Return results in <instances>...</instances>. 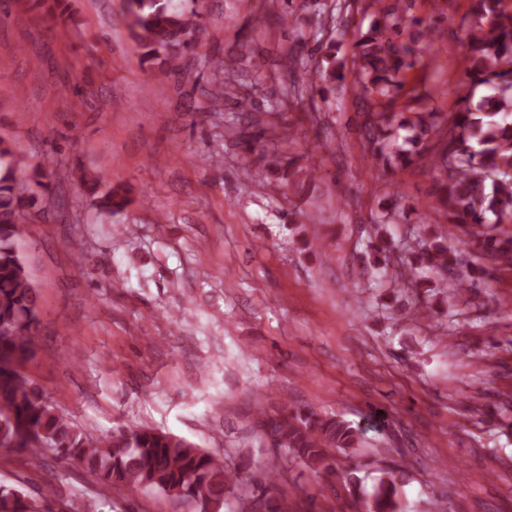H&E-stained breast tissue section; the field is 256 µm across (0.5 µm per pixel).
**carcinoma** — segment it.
Instances as JSON below:
<instances>
[{
  "instance_id": "cac0c4a2",
  "label": "carcinoma",
  "mask_w": 512,
  "mask_h": 512,
  "mask_svg": "<svg viewBox=\"0 0 512 512\" xmlns=\"http://www.w3.org/2000/svg\"><path fill=\"white\" fill-rule=\"evenodd\" d=\"M25 9L37 10L62 23L71 14V0H14ZM468 51L463 57L462 82L487 84L493 93L473 102L467 95L455 112L442 114L426 107L406 115L392 107L404 90L400 78L419 58L415 36L404 41L407 26L402 13L391 6L373 14L366 31L359 32L352 57V88L365 100L361 133L371 143L369 163L388 165L413 161L398 145V130L409 132L404 142L416 153L432 157L440 206L462 229L473 228L490 254L512 252V237L498 238L494 230L512 222V11L504 0H475ZM130 27L144 55L160 53L177 59L192 48L200 32V15L174 0H126ZM343 63L328 55V66L305 70L309 90L343 78ZM242 84L230 83L211 92V100L233 101L238 116L252 110ZM236 144L254 149L259 136L241 124L230 122ZM30 171L28 181L46 186L44 179L68 180L71 174L56 168L50 157L34 166L23 163L16 147L0 138V448L37 455L50 450L61 459L84 465L99 479V500L112 488L136 493L154 490L194 508V512H222L227 493L245 483L248 491L236 497L233 512H289L288 498L279 493L272 472L257 483L249 474L232 470L212 452L169 432L153 428L115 427L110 435H98L75 425L50 404L48 398L19 371L31 351L38 320V295L19 251L22 225L30 220L28 189L17 177L19 168ZM103 211L112 215L128 204L118 188L100 197ZM424 266L454 276V288L465 293L478 283L462 278L461 258L448 265V248L416 243ZM265 440L285 449L315 476L335 473V451L354 452L360 447L361 430L343 419L323 417L311 410L285 409L264 422ZM403 468L389 470L373 484L359 505L361 512H402L398 479ZM52 491L41 501L28 499L16 487L0 485V512H52Z\"/></svg>"
}]
</instances>
